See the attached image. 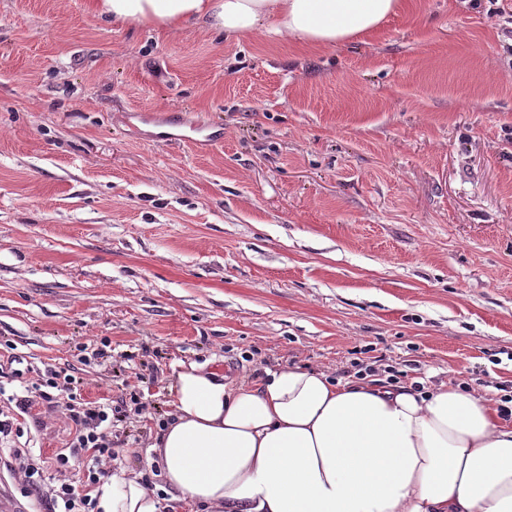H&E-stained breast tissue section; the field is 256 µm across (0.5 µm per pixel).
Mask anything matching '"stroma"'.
I'll return each mask as SVG.
<instances>
[{"mask_svg":"<svg viewBox=\"0 0 512 512\" xmlns=\"http://www.w3.org/2000/svg\"><path fill=\"white\" fill-rule=\"evenodd\" d=\"M224 130L161 142L145 112ZM88 356H81L80 346ZM143 409L114 470L148 468L181 365L354 364L512 395V16L409 0L311 51L264 35L0 0V364ZM34 449L71 438L34 406Z\"/></svg>","mask_w":512,"mask_h":512,"instance_id":"35a3bbf8","label":"stroma"}]
</instances>
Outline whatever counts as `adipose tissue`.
<instances>
[{"instance_id":"1","label":"adipose tissue","mask_w":512,"mask_h":512,"mask_svg":"<svg viewBox=\"0 0 512 512\" xmlns=\"http://www.w3.org/2000/svg\"><path fill=\"white\" fill-rule=\"evenodd\" d=\"M405 0H94L122 24L229 37L269 33L333 50L377 31ZM148 446L161 484L120 472L99 512H512V423L450 384L334 379L292 363L254 380L192 363Z\"/></svg>"}]
</instances>
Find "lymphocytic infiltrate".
Listing matches in <instances>:
<instances>
[{
  "mask_svg": "<svg viewBox=\"0 0 512 512\" xmlns=\"http://www.w3.org/2000/svg\"><path fill=\"white\" fill-rule=\"evenodd\" d=\"M64 398L72 402L69 419L74 437L67 452L55 456L53 465L63 476L72 458H83L87 480L80 485L63 479L55 485L44 483L41 479L42 457L34 455L31 448L15 443L16 438L24 433L19 414L28 413L35 403L54 405ZM75 398L73 378L48 370L31 381L25 395L14 397L12 407H0V457H5L9 473L22 480L27 494L35 497L44 512H98L97 500L90 495L88 488L107 476V467L115 458L112 450L115 414L111 405L94 402L79 405Z\"/></svg>",
  "mask_w": 512,
  "mask_h": 512,
  "instance_id": "lymphocytic-infiltrate-1",
  "label": "lymphocytic infiltrate"
}]
</instances>
